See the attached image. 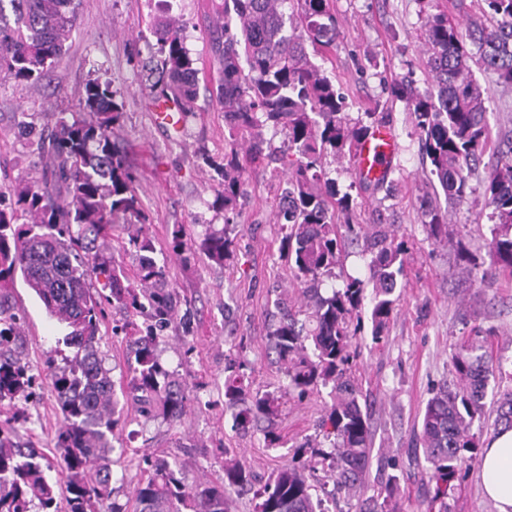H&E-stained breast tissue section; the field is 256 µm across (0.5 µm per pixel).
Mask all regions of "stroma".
Segmentation results:
<instances>
[{
    "mask_svg": "<svg viewBox=\"0 0 512 512\" xmlns=\"http://www.w3.org/2000/svg\"><path fill=\"white\" fill-rule=\"evenodd\" d=\"M340 36L322 67L346 95L350 117L371 113L373 122L391 126L400 151L383 186L357 181L347 161L328 164L330 177L352 185L357 201L359 234L349 236L341 265L326 278L322 294L341 287L344 275L368 278V234L381 227L405 237V270L395 290V309L380 342L372 340L369 305L358 312L357 357L353 373L372 431V452L364 486L350 496L337 495L333 512H367L370 500L396 479L398 512H425L431 487L429 465L417 441L427 401L441 387L458 384L451 355L487 335L485 348L504 364L512 363V276L480 280L490 258L485 247L491 225L481 218L480 193L449 207L448 241L430 240L424 211L436 204L429 164L423 163L405 102L391 100L392 82L410 79L412 91L426 87V58L421 34L427 0H332ZM171 16L182 26L184 45L196 59L198 96L179 131L155 124L151 96L136 65L157 48L153 20ZM212 0H79L77 28L62 59L36 84L0 79V183H36L40 172L29 140L19 132L20 120L44 131L63 113L79 109L88 80L111 82L123 103L116 129L129 148L137 173L139 196L151 222L147 232L159 259L168 264L170 284L179 299L190 301L192 329L173 325L160 339L161 362L195 389L184 420L171 424L162 417L146 418L133 406L122 409L123 425L113 441L112 498L134 512L133 489L145 478L146 457H163L180 464L187 484L224 478V461L236 458L261 480L268 479L292 455L317 459L330 443L319 435L316 422L331 402L329 388L305 399L286 395V380L266 344V327L277 309L276 299L299 305L302 296L292 285L288 266L280 260V237L273 222L285 186L281 172L261 165L250 172L248 197L242 208L245 230L238 235L224 267L197 256L181 262L169 248L178 224L193 233L222 229L223 210L213 208L216 175L201 153L224 157V112L211 90L219 66L209 50ZM473 75L488 97L489 135L480 171L497 161L499 144L512 135V87L498 84L479 63ZM470 249L471 273H462L454 244ZM23 316L20 351L37 383L24 402L23 438L53 452L60 425L56 401L46 377L48 366H61L73 348L62 342L63 327L51 318L23 280L10 290ZM128 320L124 310H110L101 325V351L116 386L128 379L125 335L112 328ZM244 340L245 373L256 389L282 397V412L274 425L276 446L264 443V433H242L234 413L224 406V364L231 344ZM480 459L463 464L448 499L451 512H497L480 482Z\"/></svg>",
    "mask_w": 512,
    "mask_h": 512,
    "instance_id": "35a3bbf8",
    "label": "stroma"
}]
</instances>
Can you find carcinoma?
Wrapping results in <instances>:
<instances>
[{
    "label": "carcinoma",
    "mask_w": 512,
    "mask_h": 512,
    "mask_svg": "<svg viewBox=\"0 0 512 512\" xmlns=\"http://www.w3.org/2000/svg\"><path fill=\"white\" fill-rule=\"evenodd\" d=\"M484 21L465 29L438 10L426 18L423 37L427 87L405 95L400 81L391 95L405 98L414 116L420 148L430 161L436 192L449 204L467 195L488 136L487 97L473 77L470 61L476 47L484 69L499 83L512 86V0H484ZM77 27L76 0H0V75L18 83L40 81L66 52ZM158 54L140 62L151 100L167 99L179 112L190 111L198 93L199 70L183 43L176 21L155 26ZM339 25L330 0H220L210 35V51L220 65L213 94L224 110L228 129L224 162L203 154L222 186L217 201L224 207V228L205 229L195 239L186 225L172 234V252L182 260L202 253L224 267L234 237L244 231L239 200L247 196L248 167L267 156L284 165L288 188L278 200L275 224L282 252L297 287L309 303L283 316L267 330L288 383L286 392L302 400L332 385V404L318 427L332 438L328 462L334 490L361 483L369 454L371 427L351 375V316L365 298L366 281L353 276L330 296L320 293L333 275L342 245L338 221L352 229L357 203L353 185L327 176V156L342 158L372 125L353 120L347 103L310 54L336 45ZM122 104L109 82L92 80L84 87L81 111L62 115L51 132L36 143L42 166L38 185H0V403L26 398L33 376L15 354L20 318L8 304L9 287L22 277L47 313L69 332L65 343L75 349L65 366L48 373L61 418L55 448L56 466L65 477L67 512H118L112 506V439L120 424L112 369L105 366L100 325L109 307L144 319L128 345L130 379L125 396L146 417L161 409L172 423L187 414L191 387L173 379L157 353L162 333L175 323L178 307L166 265L155 257L152 239L142 229L149 218L137 193L127 146L115 133ZM286 132L274 145L264 130ZM484 206L492 222L488 241L492 279L512 274V136L499 145L494 169L482 180ZM10 203H5V200ZM27 221L18 223L19 217ZM430 237L448 239V210L426 211ZM131 228L128 245L137 266L129 279L108 253L119 228ZM406 241L377 235L368 263L373 340L378 343L395 306L393 293L403 274ZM304 319H299V316ZM479 343L452 356L459 387H442L428 400L418 438L436 485L431 503L448 512V490L464 460L480 452L470 434L482 414L490 375L503 370L483 354ZM243 364L229 357L224 365V406L236 408L235 426L248 430L257 418L271 419L281 397L251 391ZM18 413L0 423V512H57L51 468L42 449L18 442ZM494 427L512 429V391L497 400ZM152 473L134 490L136 512H230L229 494L252 495L253 512H322L326 483L314 485L309 464L291 462L257 488L239 460L224 463V481L190 486L181 468L167 459L144 458ZM371 512H395L393 489L372 499Z\"/></svg>",
    "instance_id": "carcinoma-1"
}]
</instances>
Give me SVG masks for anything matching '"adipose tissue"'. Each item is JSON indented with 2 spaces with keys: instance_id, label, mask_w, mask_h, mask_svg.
Returning <instances> with one entry per match:
<instances>
[{
  "instance_id": "obj_1",
  "label": "adipose tissue",
  "mask_w": 512,
  "mask_h": 512,
  "mask_svg": "<svg viewBox=\"0 0 512 512\" xmlns=\"http://www.w3.org/2000/svg\"><path fill=\"white\" fill-rule=\"evenodd\" d=\"M480 477L483 492L497 512H512V429L500 431L488 443Z\"/></svg>"
}]
</instances>
